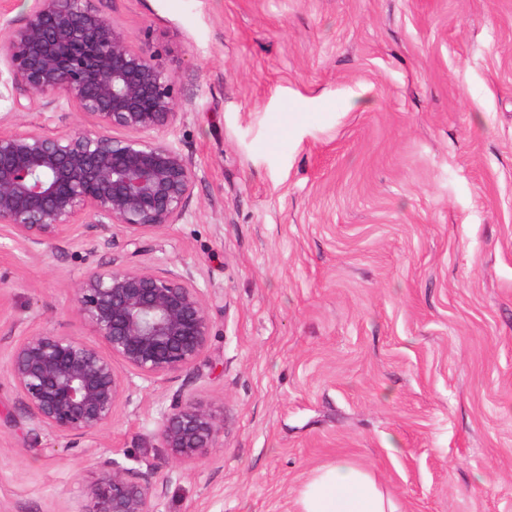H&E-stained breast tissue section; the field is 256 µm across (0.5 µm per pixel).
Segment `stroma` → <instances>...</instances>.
I'll use <instances>...</instances> for the list:
<instances>
[{"label":"stroma","mask_w":512,"mask_h":512,"mask_svg":"<svg viewBox=\"0 0 512 512\" xmlns=\"http://www.w3.org/2000/svg\"><path fill=\"white\" fill-rule=\"evenodd\" d=\"M176 79L161 132L184 218L45 250L0 224V512H75L92 450L171 464L181 390L223 419L158 512H296L315 468H370L398 512H512V0H94ZM67 104L0 131L68 135ZM192 271L212 323L191 371L140 383L94 448L33 431L6 366L23 336L93 330L89 266Z\"/></svg>","instance_id":"35a3bbf8"}]
</instances>
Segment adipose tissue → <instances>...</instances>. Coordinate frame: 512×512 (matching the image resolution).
<instances>
[{
  "instance_id": "1",
  "label": "adipose tissue",
  "mask_w": 512,
  "mask_h": 512,
  "mask_svg": "<svg viewBox=\"0 0 512 512\" xmlns=\"http://www.w3.org/2000/svg\"><path fill=\"white\" fill-rule=\"evenodd\" d=\"M296 505L298 512H397L375 477L346 458L313 469Z\"/></svg>"
}]
</instances>
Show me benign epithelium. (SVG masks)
Listing matches in <instances>:
<instances>
[{
	"mask_svg": "<svg viewBox=\"0 0 512 512\" xmlns=\"http://www.w3.org/2000/svg\"><path fill=\"white\" fill-rule=\"evenodd\" d=\"M37 2L0 49L11 81L29 104L46 108L62 97L95 126L65 136L0 132V224L31 252L72 236L83 220L109 244L117 225L136 235L178 223L195 173L174 145L153 136L180 115L175 77L156 55L132 46L93 0ZM76 312L102 345L35 332L11 347L7 367L36 427L92 443L116 408L132 401L134 379L151 383L195 368L212 330L190 271L98 265L77 290ZM222 425L179 390L160 411L153 438L180 461L212 447ZM90 462L97 480L80 512H158L176 475L171 469L159 481V466L129 468L107 453Z\"/></svg>",
	"mask_w": 512,
	"mask_h": 512,
	"instance_id": "1",
	"label": "benign epithelium"
}]
</instances>
